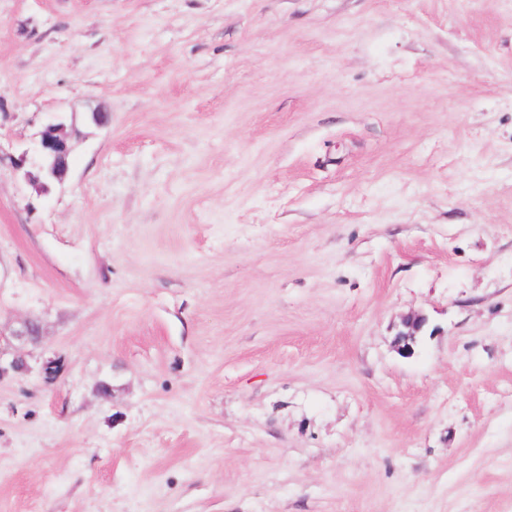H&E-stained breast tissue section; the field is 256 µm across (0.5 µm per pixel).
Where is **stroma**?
<instances>
[{
	"instance_id": "35a3bbf8",
	"label": "stroma",
	"mask_w": 512,
	"mask_h": 512,
	"mask_svg": "<svg viewBox=\"0 0 512 512\" xmlns=\"http://www.w3.org/2000/svg\"><path fill=\"white\" fill-rule=\"evenodd\" d=\"M16 356L0 512H512V0H0ZM71 151V135L67 132L63 117H57L43 127L38 134L34 161L36 178L42 187L48 189L50 184L62 181ZM425 319L422 317H410L404 321V328L395 338L396 348L403 355H410L413 352V345L416 342L418 333L422 330Z\"/></svg>"
}]
</instances>
